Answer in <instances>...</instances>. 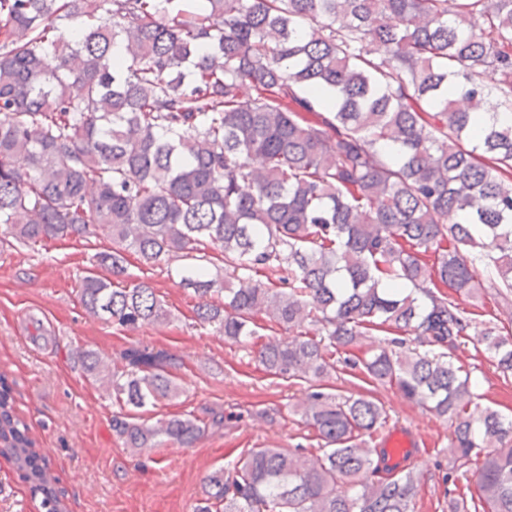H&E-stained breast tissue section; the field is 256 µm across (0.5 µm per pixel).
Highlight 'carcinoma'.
I'll return each instance as SVG.
<instances>
[{"label":"carcinoma","mask_w":512,"mask_h":512,"mask_svg":"<svg viewBox=\"0 0 512 512\" xmlns=\"http://www.w3.org/2000/svg\"><path fill=\"white\" fill-rule=\"evenodd\" d=\"M497 75L493 83L486 75ZM512 0H0V226L35 246L107 231L89 313L135 328L169 310L122 286L125 254L182 257L181 285L219 305L196 318L246 346L264 315L293 336L263 342L264 371L305 379L301 417L321 440L255 448L207 475L193 512H410L411 470L372 479L366 447L387 411L324 391L336 352L451 423V472L473 512H512V415L480 403L453 351L477 336L512 374V337L443 292L512 291ZM224 254V279L197 255ZM279 274V285L255 278ZM413 337L414 346L407 344ZM120 407L177 394L173 358L77 349ZM0 396V456L59 512L27 425ZM195 417L112 415L136 450L191 448Z\"/></svg>","instance_id":"obj_1"}]
</instances>
